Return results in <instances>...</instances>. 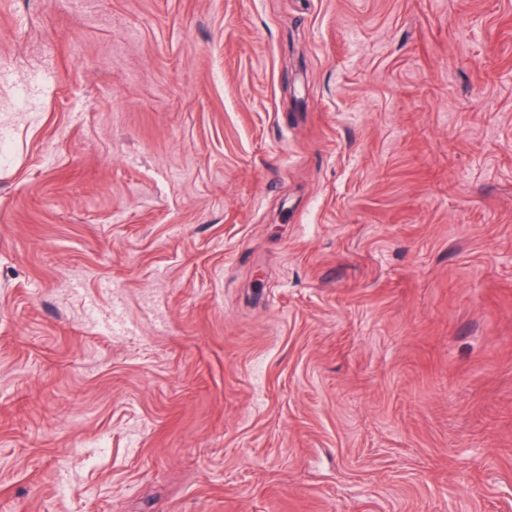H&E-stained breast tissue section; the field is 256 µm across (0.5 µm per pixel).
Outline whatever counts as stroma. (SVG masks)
<instances>
[{"instance_id": "obj_1", "label": "stroma", "mask_w": 512, "mask_h": 512, "mask_svg": "<svg viewBox=\"0 0 512 512\" xmlns=\"http://www.w3.org/2000/svg\"><path fill=\"white\" fill-rule=\"evenodd\" d=\"M0 512H512V0H0Z\"/></svg>"}]
</instances>
